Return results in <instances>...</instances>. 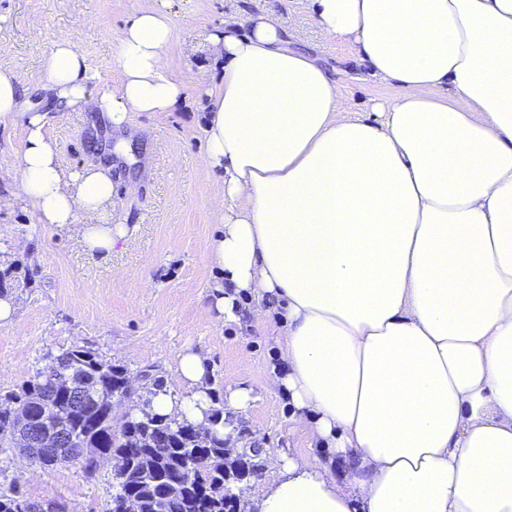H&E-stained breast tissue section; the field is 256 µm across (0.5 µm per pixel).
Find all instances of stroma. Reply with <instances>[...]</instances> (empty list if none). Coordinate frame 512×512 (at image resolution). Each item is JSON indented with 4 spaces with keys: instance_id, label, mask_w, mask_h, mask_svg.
<instances>
[{
    "instance_id": "stroma-1",
    "label": "stroma",
    "mask_w": 512,
    "mask_h": 512,
    "mask_svg": "<svg viewBox=\"0 0 512 512\" xmlns=\"http://www.w3.org/2000/svg\"><path fill=\"white\" fill-rule=\"evenodd\" d=\"M142 8L164 10L173 19L165 53L185 98L169 112L129 113L119 131L103 116L77 110L55 113L48 123L60 164L69 171L98 163L104 148L131 137L132 161L111 171L112 221L126 225L128 235L101 257L68 231L36 224L22 201L0 208V286L16 308L12 322L0 324V393L18 390L51 356L76 345L124 365L138 388L151 387L156 376L178 395L177 357L197 350L217 392L240 380L252 389L250 407L235 418V436L225 441L232 460L252 441L262 446L255 467L234 488L245 501L274 478L270 457L308 452L309 441L273 383L279 349L274 315L227 324L212 307L222 279L208 260L217 233L212 203L224 181L201 157L206 92L219 87L223 62L207 38L230 16L270 8L298 44L333 69L340 117L368 111L397 89L371 79L351 46L327 41L307 0H0V43L7 47L0 69L38 85L43 57L68 39L103 81H116L108 33ZM23 139L21 122L0 123L1 196L17 190ZM11 487L33 499L62 498L69 512H108L112 475L105 468L89 480L75 465L41 468L6 448L0 450V489Z\"/></svg>"
}]
</instances>
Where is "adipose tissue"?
I'll use <instances>...</instances> for the list:
<instances>
[{
	"label": "adipose tissue",
	"mask_w": 512,
	"mask_h": 512,
	"mask_svg": "<svg viewBox=\"0 0 512 512\" xmlns=\"http://www.w3.org/2000/svg\"><path fill=\"white\" fill-rule=\"evenodd\" d=\"M323 36L354 47L395 97L337 119L338 86L274 10L225 21L203 161L222 171L208 259L214 307L240 322L244 293L281 324L274 384L327 460L281 455L247 512H512V0H308ZM168 14L136 11L111 33L120 71L102 82L76 45L42 63L46 111L0 70V122L21 120L18 196L37 223L89 251L126 237L108 223L112 180L64 171L49 111L168 112L185 97L165 48ZM96 214L84 224L81 214ZM209 367L179 354L180 398L149 411L233 435L250 388L212 414Z\"/></svg>",
	"instance_id": "obj_1"
}]
</instances>
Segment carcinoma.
Here are the masks:
<instances>
[{
	"label": "carcinoma",
	"mask_w": 512,
	"mask_h": 512,
	"mask_svg": "<svg viewBox=\"0 0 512 512\" xmlns=\"http://www.w3.org/2000/svg\"><path fill=\"white\" fill-rule=\"evenodd\" d=\"M67 372L73 382L93 391L82 403H67L54 371ZM129 372L95 352L74 346L62 350L38 370L19 391L0 396V447L22 411L34 423L53 420L69 430L65 448L28 451L20 455L42 466L78 464L88 478L114 464L112 501L108 512H121L132 497L138 512H234L231 502L236 474L224 454V442L195 429L188 421L157 419L145 413L130 418L135 407ZM187 476L176 491L168 479ZM30 498L11 490L0 492V512H26Z\"/></svg>",
	"instance_id": "carcinoma-1"
}]
</instances>
